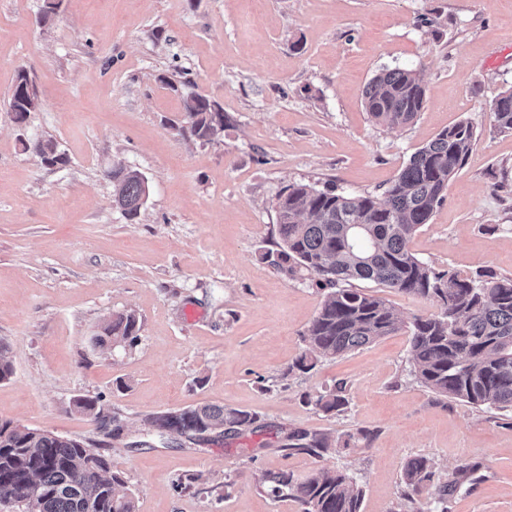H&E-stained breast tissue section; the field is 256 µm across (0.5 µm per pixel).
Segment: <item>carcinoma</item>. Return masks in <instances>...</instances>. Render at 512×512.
I'll return each mask as SVG.
<instances>
[{
    "label": "carcinoma",
    "mask_w": 512,
    "mask_h": 512,
    "mask_svg": "<svg viewBox=\"0 0 512 512\" xmlns=\"http://www.w3.org/2000/svg\"><path fill=\"white\" fill-rule=\"evenodd\" d=\"M30 85L27 72H18L9 109L19 122L39 105L37 95L29 94ZM363 97L370 117L393 127L415 119L424 107L426 90L415 71L393 68L375 75ZM184 112L197 140L211 141L224 130V110L204 96L188 93ZM489 112L496 129L512 131V89L492 99ZM476 135L468 121L443 129L410 157L381 200L345 195L333 185L316 189L294 184L278 195L276 265L286 273L303 269L330 289L306 330V351L291 369L310 371L324 357L354 351L399 329V318L383 297L352 287L355 281L368 282L439 302L438 315L415 319L411 329L410 354L425 387L474 406L512 411V278H499L490 270L475 277L437 272L409 247L442 203ZM30 149L48 166L64 162L52 139L38 140ZM111 180L123 214L130 221L136 219L148 195L145 178L137 170L118 166L112 169ZM139 331L135 313L118 312L104 323L95 341L133 343ZM345 404L341 383L316 400L326 412ZM77 407L106 427L96 400L80 399ZM257 421L258 416L248 411L209 404L149 419L159 436L189 441ZM327 448L323 436H288L293 453L318 455ZM430 477L427 460L415 458L407 464L405 483L412 490ZM268 482L273 493L288 490L304 512H360L362 491L343 474L323 470L299 480L280 472ZM0 497L13 499L20 512H136L133 493L111 472L105 455L80 440L2 420Z\"/></svg>",
    "instance_id": "obj_1"
}]
</instances>
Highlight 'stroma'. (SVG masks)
<instances>
[{
    "label": "stroma",
    "instance_id": "1",
    "mask_svg": "<svg viewBox=\"0 0 512 512\" xmlns=\"http://www.w3.org/2000/svg\"><path fill=\"white\" fill-rule=\"evenodd\" d=\"M45 3L0 0V353L13 367L0 419L105 452L137 512H302L264 478L320 469L354 480L360 512H512V413L415 375L408 327L438 302L384 291L403 329L303 373L293 364L326 292L274 265L285 187L381 197L418 148L468 121L479 136L410 249L439 271L512 276V133L488 112L512 87V0H60L44 23ZM395 67L421 75L426 101L387 127L363 91ZM22 70L39 107L19 122L8 97ZM186 78L224 109L213 140L179 132ZM49 138L65 164L30 151ZM119 164L149 187L133 222L112 200ZM121 311L138 340L95 344ZM340 383L344 408L316 406ZM204 404L259 424L164 443L147 423ZM294 431L333 445L287 453ZM415 457L433 472L417 493L404 481Z\"/></svg>",
    "mask_w": 512,
    "mask_h": 512
}]
</instances>
